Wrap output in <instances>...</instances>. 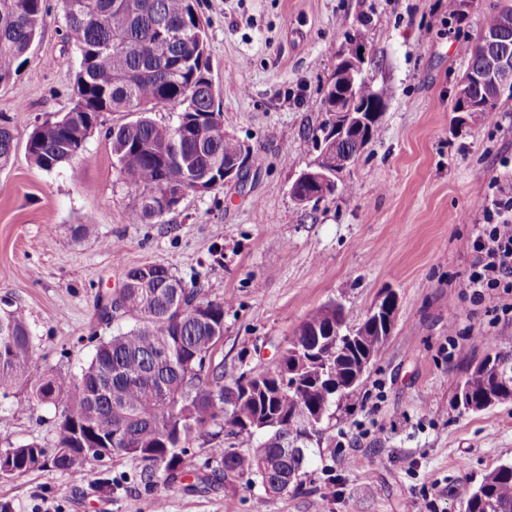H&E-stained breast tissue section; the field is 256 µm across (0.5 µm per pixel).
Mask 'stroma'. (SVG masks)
Returning <instances> with one entry per match:
<instances>
[{
  "instance_id": "obj_1",
  "label": "stroma",
  "mask_w": 512,
  "mask_h": 512,
  "mask_svg": "<svg viewBox=\"0 0 512 512\" xmlns=\"http://www.w3.org/2000/svg\"><path fill=\"white\" fill-rule=\"evenodd\" d=\"M447 2L200 0L224 129L261 163L240 184L187 195L143 224L105 136L130 114H104L82 153L53 171L28 158L34 126L71 108L80 63L58 0H47L29 63L0 84V116L17 136L0 169V305L23 309L35 337L25 379L0 398V448L53 446L54 407L17 415L13 402L47 368L79 372L102 338L131 326L122 315L101 321L96 303L132 267L165 264L223 299L214 359L229 379L274 366L286 338L328 301L354 327L385 291L397 293L398 309L349 406L330 419L334 447L313 449L299 489L270 496L219 483L198 493L184 480L148 489L133 478L136 461L114 457L88 465L85 479L49 467L0 479V500L15 512H415L421 503L464 512L482 479L512 461V403L465 412L451 388L490 337L512 342V312L466 286L478 188L494 179L497 195L512 197V90L488 112L453 109L484 20L507 0H474L462 23ZM354 34L387 94L380 136L334 195L300 206L289 188L314 157L305 135L327 117L321 100ZM108 240L120 248L106 249ZM101 476L111 493L93 490Z\"/></svg>"
}]
</instances>
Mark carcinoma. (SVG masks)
<instances>
[{
  "mask_svg": "<svg viewBox=\"0 0 512 512\" xmlns=\"http://www.w3.org/2000/svg\"><path fill=\"white\" fill-rule=\"evenodd\" d=\"M197 0H62L66 36L80 51L74 104L60 118L35 126L26 150L31 162L50 172L75 158L106 112H131L137 118L106 134L120 172L131 181V212L142 220L162 217L152 204L165 198L171 184L193 192L194 181L209 183L224 164L241 160V177L260 158L224 132L215 120L212 82L206 76L205 29L196 28ZM47 14L46 0H0V84L29 62L32 45ZM350 82L336 69L322 99L330 111L334 91ZM471 99L482 111L493 109L495 89L476 86ZM386 93L360 81L345 104L368 108L385 102ZM179 110L173 125L150 114ZM332 119L312 130L318 153L357 157L380 132L377 121L338 143L330 140ZM16 136L0 123V168L10 164ZM102 315L134 319L129 329L99 342L80 373L50 371L14 404L20 413L33 405L61 407L57 440L51 449L37 442L0 448L14 459V475L47 465L80 475L94 460L127 457L141 466L136 474L150 487L170 485L185 473L189 448L210 437L208 457L197 468V487L213 477L227 485L260 484L282 494L303 484L309 449L330 444L326 421L332 408L348 402L355 389L349 379L360 368L366 343L343 340L344 353L333 357L321 343L346 335L344 310L328 302L312 310L286 340L269 368L224 378L213 355L224 340V301L205 297L162 263L126 272L124 287L99 299ZM34 336L20 308L0 312V396H10L31 363ZM492 370L476 369L452 388L466 390L479 406L494 393ZM260 438L250 448L224 446L221 436ZM465 512H512V463L491 471L472 492Z\"/></svg>",
  "mask_w": 512,
  "mask_h": 512,
  "instance_id": "obj_1",
  "label": "carcinoma"
}]
</instances>
